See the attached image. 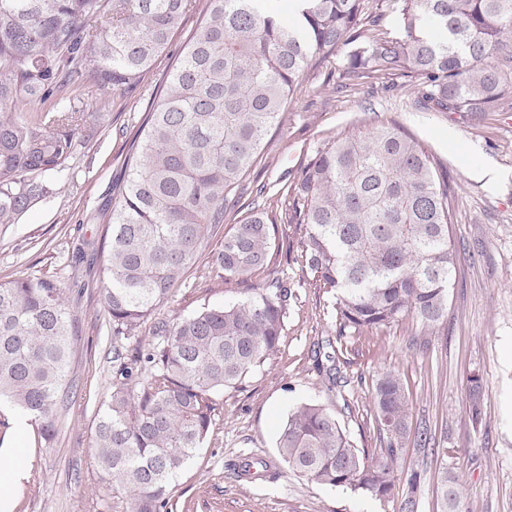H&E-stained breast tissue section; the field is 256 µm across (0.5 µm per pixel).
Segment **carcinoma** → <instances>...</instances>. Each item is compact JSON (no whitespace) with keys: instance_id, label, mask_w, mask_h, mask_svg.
Here are the masks:
<instances>
[{"instance_id":"1","label":"carcinoma","mask_w":512,"mask_h":512,"mask_svg":"<svg viewBox=\"0 0 512 512\" xmlns=\"http://www.w3.org/2000/svg\"><path fill=\"white\" fill-rule=\"evenodd\" d=\"M203 17L171 64L125 159L128 175L110 208L107 248L96 263L112 335V392L95 427L97 466L125 493L123 512H168L175 475L210 433L211 395L234 388L277 348L288 282L271 271L260 288L222 307L160 322L146 369L126 362L125 342L184 281L190 264L242 209L213 255L224 280L268 266L272 224L243 182L262 160L267 132L318 66L346 50L345 88L362 79L410 78L413 102L430 112L481 116L512 111V0H205ZM189 0H0V224H16L54 186L109 120L54 97L79 84L103 99L140 84L180 27ZM393 19L401 36L381 32ZM448 171L395 123L349 133L317 149L281 191L290 224L307 226L301 258L333 292L339 335L381 331L410 317L424 328L447 314L457 265L449 226ZM72 307L63 282H0V400L37 428L58 430ZM470 415L482 421L480 377L468 379ZM372 402L379 445L354 447L336 415L305 403L283 423L279 458L308 480L378 499L394 496L410 398L399 374L382 373ZM455 478L441 471L443 512H463ZM419 477L396 512H418Z\"/></svg>"}]
</instances>
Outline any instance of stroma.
Here are the masks:
<instances>
[{
	"mask_svg": "<svg viewBox=\"0 0 512 512\" xmlns=\"http://www.w3.org/2000/svg\"><path fill=\"white\" fill-rule=\"evenodd\" d=\"M204 3L192 0L181 30L134 91L100 103L83 88L69 89L86 111L110 113V124L68 169L51 176L53 194L19 223L0 226V281L57 277L79 319L68 373L73 390L54 440L38 444L32 427L17 437L15 411L0 408V455L18 445L27 452L25 477L10 489L11 512H114V493L92 449L95 424L112 390V337L98 268L71 258L81 243L96 248L108 241L111 228L103 213L126 176L129 147L172 60L199 24ZM343 64V56L335 55L308 70L282 125L265 136L263 160L249 184L289 182L318 147L381 121L400 124L433 162L447 167L454 190L451 234L458 263L448 313L420 349L409 343L419 330L409 319L379 332L337 337L334 299L303 268L306 227L283 221L289 197L273 190L267 195L264 208L276 219L269 266L252 272L247 283L224 282L211 265L233 227L225 222L223 234L210 240L180 287L131 340L130 355L154 344L157 322L237 301L244 287L262 286L269 270L287 277L292 296L277 350L242 385L213 395L208 438L175 479L174 512H394L393 501L293 473L280 463L276 448L288 413L318 403L335 412L356 448L374 451L373 384L388 370L401 376L410 397V431L398 474L403 480L419 474V512H439L437 485L444 470L456 478L465 512H512V112L472 118L427 112L405 92L367 82L343 92ZM461 142L472 157L460 154ZM477 164L493 168L496 178H476ZM473 374L480 376L483 392L478 425L469 415L467 379ZM424 429L433 437V450L417 442ZM248 458L276 463L277 477H240L238 466Z\"/></svg>",
	"mask_w": 512,
	"mask_h": 512,
	"instance_id": "obj_1",
	"label": "stroma"
}]
</instances>
